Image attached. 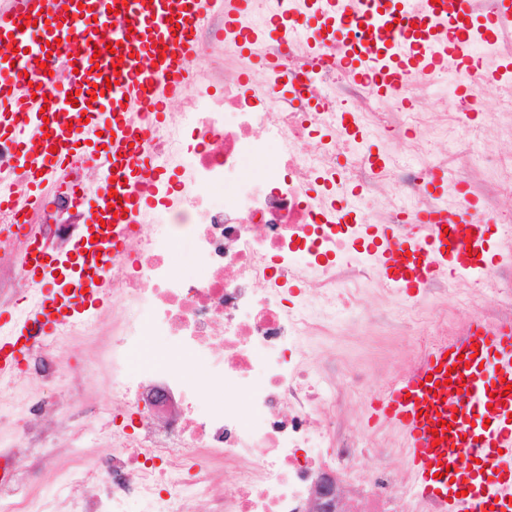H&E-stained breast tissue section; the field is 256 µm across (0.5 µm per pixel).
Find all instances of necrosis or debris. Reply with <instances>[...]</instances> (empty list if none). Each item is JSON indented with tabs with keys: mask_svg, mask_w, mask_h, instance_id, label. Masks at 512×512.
Instances as JSON below:
<instances>
[{
	"mask_svg": "<svg viewBox=\"0 0 512 512\" xmlns=\"http://www.w3.org/2000/svg\"><path fill=\"white\" fill-rule=\"evenodd\" d=\"M298 0H254L229 26L223 13L206 14L196 30L199 52L182 63L196 71L179 109L145 114L152 136L143 150L153 167L138 191L142 218L130 234L135 249L113 255L106 270L112 305L121 314L105 352L112 391L129 405L113 421L108 451L94 466L68 455L52 483L37 490L0 477V512H314L321 480L341 497L336 512H440L438 504L399 481L391 463L400 449L358 448L343 431L344 407L310 348L313 336L335 333L342 318H368L363 294L381 277L366 225L393 224L414 237L412 218L461 210V224L512 227V211L491 203L470 209L469 195L436 196V173L486 165L502 193L512 195V160L488 156L470 115L486 110L481 92L455 102V126L434 112H411L406 96L387 97L331 65L334 47L296 37L280 44L266 29L297 8ZM400 145L375 162L360 135ZM431 139L444 150L428 151ZM276 150L260 172L250 166ZM78 186L92 192L98 169L81 157ZM320 193H313L312 185ZM72 180L60 183L44 210L41 243L69 254L77 241L66 215L76 207ZM169 202L155 223L154 200ZM0 307L38 299L20 293L29 252L27 217L0 212ZM187 243L198 267L185 276L174 256ZM293 294L292 306L280 298ZM100 316L88 314L56 335H35L23 382L57 383L66 369L62 350L74 336H98ZM163 342L145 352L147 339ZM202 371L221 399H206L189 375ZM57 401H30L11 416L10 448L1 456L40 465L31 454L44 438L34 415L58 419L61 430L80 415ZM368 481H360L362 471Z\"/></svg>",
	"mask_w": 512,
	"mask_h": 512,
	"instance_id": "4bbe7bcc",
	"label": "necrosis or debris"
}]
</instances>
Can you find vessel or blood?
I'll return each mask as SVG.
<instances>
[{
  "label": "vessel or blood",
  "mask_w": 512,
  "mask_h": 512,
  "mask_svg": "<svg viewBox=\"0 0 512 512\" xmlns=\"http://www.w3.org/2000/svg\"><path fill=\"white\" fill-rule=\"evenodd\" d=\"M53 0H28L33 22L0 14V42L15 49L12 61L0 59V136L10 140L25 172V199L0 198V208L37 210L54 195L67 173V160L80 133L95 134L92 153L99 168L111 172L113 193L95 196L88 211L89 223H98L113 201L122 209L105 241H84V251L111 254L126 237L141 211L134 187L141 177V144L148 126L133 127L125 112L165 109L178 98L187 80L181 62L195 54L194 31L206 9L223 8L225 16L238 17L249 0H67L64 15H55ZM378 0H311L319 30L343 31L349 18L382 34L376 51L346 50L336 64L362 82L389 94L404 91L410 80L429 77L454 67L466 88L493 80L492 72L475 61V50L498 37L505 20L512 18V0H497L484 23L472 25V0H457L459 21L448 18L435 0H423L419 9H407V0H395V8L379 9ZM110 31L114 59L94 55L96 30ZM75 58L77 72L66 77H46L45 89L21 103L14 87L26 71L29 57ZM157 56L158 63L144 70L143 54ZM95 99H87V88ZM86 117L85 126L75 125ZM447 216L427 217L420 236L412 241L393 240L388 228L371 230L378 239V263L390 283L412 291L428 281L461 277L485 268L482 257L487 227L475 225L470 249L450 247L443 226ZM47 289L40 309L30 324H18L11 337L0 340V372L18 366L30 327L54 331L71 311L85 304L109 303L108 278L89 284L87 291H67L56 277L57 264L45 254L34 256ZM438 385L429 392L425 380ZM512 324L474 320L457 337L428 349L416 365L392 383L372 418L398 429L404 439L417 486L435 500L442 512H512ZM503 393L493 403V392Z\"/></svg>",
  "instance_id": "obj_1"
}]
</instances>
